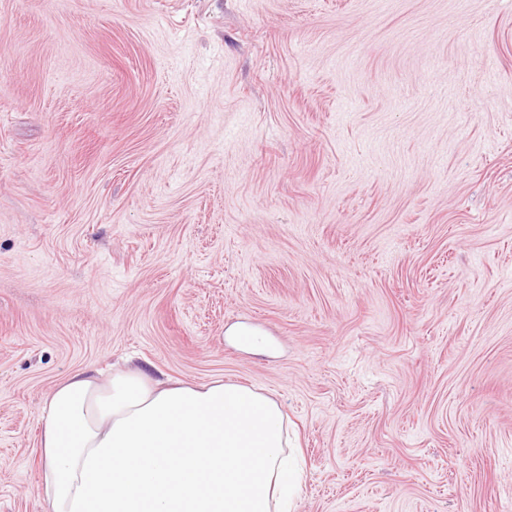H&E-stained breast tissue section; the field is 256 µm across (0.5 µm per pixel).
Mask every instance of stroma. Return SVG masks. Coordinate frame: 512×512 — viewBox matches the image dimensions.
<instances>
[{"instance_id":"1","label":"stroma","mask_w":512,"mask_h":512,"mask_svg":"<svg viewBox=\"0 0 512 512\" xmlns=\"http://www.w3.org/2000/svg\"><path fill=\"white\" fill-rule=\"evenodd\" d=\"M126 364L272 396L292 512H512V0H0V512Z\"/></svg>"}]
</instances>
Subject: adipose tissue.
Wrapping results in <instances>:
<instances>
[{
    "mask_svg": "<svg viewBox=\"0 0 512 512\" xmlns=\"http://www.w3.org/2000/svg\"><path fill=\"white\" fill-rule=\"evenodd\" d=\"M276 400L86 368L42 408L44 512H288L299 480Z\"/></svg>",
    "mask_w": 512,
    "mask_h": 512,
    "instance_id": "obj_1",
    "label": "adipose tissue"
}]
</instances>
